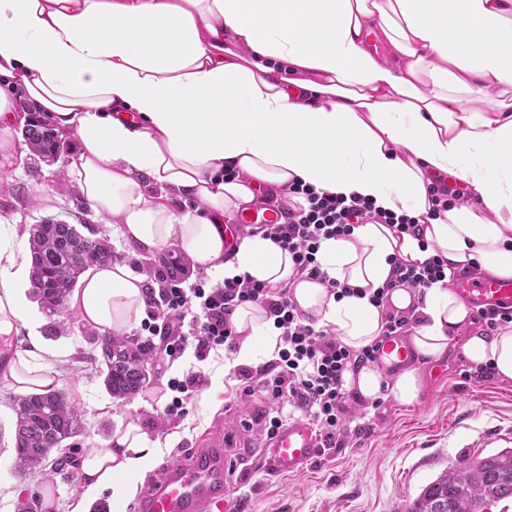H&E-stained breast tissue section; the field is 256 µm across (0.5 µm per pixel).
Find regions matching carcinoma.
<instances>
[{
    "instance_id": "cac0c4a2",
    "label": "carcinoma",
    "mask_w": 512,
    "mask_h": 512,
    "mask_svg": "<svg viewBox=\"0 0 512 512\" xmlns=\"http://www.w3.org/2000/svg\"><path fill=\"white\" fill-rule=\"evenodd\" d=\"M27 147L33 161L49 162L64 147L61 132L43 112H32ZM32 293L49 319L48 335L61 333L56 317L67 310L68 300L86 270L112 260V246L105 237L87 236L74 224L45 221L29 230ZM150 281L163 288L166 281L190 273V261L167 252L145 262ZM94 346L105 390L114 398L135 397L149 378L151 344L130 336L96 333L88 336ZM16 414L14 444L16 471L21 476L47 465L46 449L60 448L82 434L85 426L67 395L50 389L13 398ZM512 498V449L479 457L444 470L422 489L409 512H482L488 502Z\"/></svg>"
}]
</instances>
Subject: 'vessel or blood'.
<instances>
[{
    "label": "vessel or blood",
    "mask_w": 512,
    "mask_h": 512,
    "mask_svg": "<svg viewBox=\"0 0 512 512\" xmlns=\"http://www.w3.org/2000/svg\"><path fill=\"white\" fill-rule=\"evenodd\" d=\"M453 288L474 313L512 311V279L461 275ZM415 358L407 336L397 335L383 342L377 364L393 375ZM320 450L313 423L297 417L283 423L254 457L275 474L298 475L314 463ZM236 472L224 455L223 438H202L187 457L161 464L157 477L144 485L135 512H236L232 506Z\"/></svg>",
    "instance_id": "1"
}]
</instances>
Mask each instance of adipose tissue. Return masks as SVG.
Returning <instances> with one entry per match:
<instances>
[{
	"instance_id": "ef3b65f1",
	"label": "adipose tissue",
	"mask_w": 512,
	"mask_h": 512,
	"mask_svg": "<svg viewBox=\"0 0 512 512\" xmlns=\"http://www.w3.org/2000/svg\"><path fill=\"white\" fill-rule=\"evenodd\" d=\"M24 88L76 148L69 166L83 201L125 244L153 254L177 246L225 277L291 282L307 321L360 349L382 334L368 297H337L294 279L287 251L256 233L224 247V216L256 192L294 180L413 218L421 238L384 224L322 240L328 278L376 289L391 261L440 255L449 272L475 267L512 279V0H0V159L10 160L26 116ZM235 172L225 181V172ZM464 185L470 203L434 211V180ZM30 254L0 223V337L27 331L32 347L0 360V384L54 387L38 317L29 310ZM144 275L121 262L88 269L69 305L102 333L138 324ZM418 357L452 344L475 364L512 378V330L467 333L469 311L444 283L426 289ZM233 366L271 357L279 331L259 305L237 307ZM400 402L421 396L411 366L386 379L375 366L346 371L344 387ZM133 424L109 447L84 449L82 493L110 492L115 512L132 499L159 455Z\"/></svg>"
}]
</instances>
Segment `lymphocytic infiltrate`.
Instances as JSON below:
<instances>
[{
    "mask_svg": "<svg viewBox=\"0 0 512 512\" xmlns=\"http://www.w3.org/2000/svg\"><path fill=\"white\" fill-rule=\"evenodd\" d=\"M288 195L280 207L283 222L260 225V232L288 251L296 277L324 282L340 297L353 295L354 290L322 272L316 258L321 240L350 236L355 226L368 223L394 225L414 237L420 234L419 225L411 218L376 209L363 199L319 192L298 181L289 184ZM392 264V277L371 295L372 302L382 309L383 334L387 337L407 333L419 321L414 311L392 308L390 292L398 288L423 292L444 281L448 267L447 260L438 255L417 264L396 258ZM248 302L273 316L281 347L276 360L254 370L238 369L240 399L259 395L277 410L288 406L298 409L315 425L323 450L344 447L348 434H361L363 428L353 422L343 374L373 363L379 346L374 343L355 350L332 331L305 323L287 286L247 277L228 279L210 288L200 282L186 288L173 281L150 298L142 328L149 335L167 338L168 356L182 354L190 346L196 359L203 361L211 350L235 349L237 335L230 318L237 306ZM195 305L200 308L196 314L191 311Z\"/></svg>",
    "mask_w": 512,
    "mask_h": 512,
    "instance_id": "f902f5d3",
    "label": "lymphocytic infiltrate"
}]
</instances>
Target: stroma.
Returning <instances> with one entry per match:
<instances>
[{
	"label": "stroma",
	"instance_id": "stroma-1",
	"mask_svg": "<svg viewBox=\"0 0 512 512\" xmlns=\"http://www.w3.org/2000/svg\"><path fill=\"white\" fill-rule=\"evenodd\" d=\"M17 149L7 168L10 191L0 195V217L16 224L19 240H27L30 225L47 220L83 224L109 238L115 261L139 268L143 254L127 248L117 227L104 223L73 183L60 177L56 167L34 164L25 144ZM67 327L47 344L55 352L51 365L57 388L67 394L85 426L84 434L73 440V459H80L83 449L106 447L116 429L129 423L150 438L169 439L159 454L163 461L183 458L207 434L223 436L224 452L233 459L265 442L257 419L270 406L259 399L237 401L238 381L225 370L231 351L217 349L200 362L189 348L172 359L162 336L133 327L132 336L152 338L155 353L143 392L119 400L106 392L87 359L89 325L71 314ZM467 364L457 349L437 361L418 360L426 384L411 404L390 394L378 407L351 398V406L366 414L367 431L350 436L345 448L319 455L299 475H274L254 466L237 486L239 512H408L422 489L448 466L512 449V379L466 382L460 373ZM191 371L201 372L203 382L184 397L181 415H165L163 408L174 396L169 380L183 379ZM11 397V390L0 385V512H22L33 500L38 512H69L74 467L49 465L25 479L16 474ZM14 489L19 492L15 498L10 495Z\"/></svg>",
	"mask_w": 512,
	"mask_h": 512
}]
</instances>
